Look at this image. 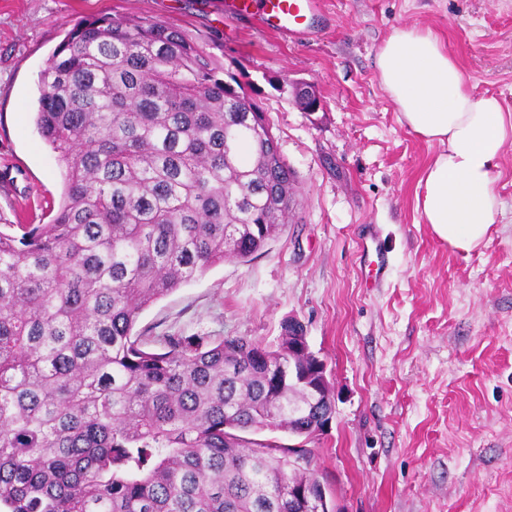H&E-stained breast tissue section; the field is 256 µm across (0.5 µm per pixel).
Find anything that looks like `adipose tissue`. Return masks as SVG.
<instances>
[{
	"mask_svg": "<svg viewBox=\"0 0 512 512\" xmlns=\"http://www.w3.org/2000/svg\"><path fill=\"white\" fill-rule=\"evenodd\" d=\"M377 72L401 123L441 147L420 180L425 222L453 248H477L499 210L493 170L512 138V114L466 89L456 59L426 27L394 30L378 53Z\"/></svg>",
	"mask_w": 512,
	"mask_h": 512,
	"instance_id": "obj_1",
	"label": "adipose tissue"
}]
</instances>
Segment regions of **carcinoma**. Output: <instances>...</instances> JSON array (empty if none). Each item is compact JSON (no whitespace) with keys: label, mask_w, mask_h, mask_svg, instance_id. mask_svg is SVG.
Wrapping results in <instances>:
<instances>
[{"label":"carcinoma","mask_w":512,"mask_h":512,"mask_svg":"<svg viewBox=\"0 0 512 512\" xmlns=\"http://www.w3.org/2000/svg\"><path fill=\"white\" fill-rule=\"evenodd\" d=\"M49 224L0 226V512H289L321 484L288 332L133 334L142 311L289 223L295 177L245 83L181 28L87 17L40 77ZM299 507L298 512L321 511L320 495L313 489L306 486H291L288 489V502Z\"/></svg>","instance_id":"carcinoma-1"}]
</instances>
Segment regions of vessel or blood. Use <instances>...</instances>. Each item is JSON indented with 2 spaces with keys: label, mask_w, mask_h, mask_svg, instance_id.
<instances>
[{
  "label": "vessel or blood",
  "mask_w": 512,
  "mask_h": 512,
  "mask_svg": "<svg viewBox=\"0 0 512 512\" xmlns=\"http://www.w3.org/2000/svg\"><path fill=\"white\" fill-rule=\"evenodd\" d=\"M318 0H224L229 17H254L267 30L293 37L312 35Z\"/></svg>",
  "instance_id": "vessel-or-blood-1"
}]
</instances>
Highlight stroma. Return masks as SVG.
<instances>
[{
	"label": "stroma",
	"instance_id": "1",
	"mask_svg": "<svg viewBox=\"0 0 512 512\" xmlns=\"http://www.w3.org/2000/svg\"><path fill=\"white\" fill-rule=\"evenodd\" d=\"M321 35L288 40L225 18L221 0H0V224H46L63 174L35 121L39 74L88 16L173 23L215 42L250 83L296 176L286 228L146 308L150 335L275 344L301 321L327 368L328 428L308 441L341 512H512V141L494 173L501 206L462 253L417 206L438 152L398 120L377 78L386 38L430 27L467 89L512 113V0H320ZM322 107L305 112L293 87Z\"/></svg>",
	"mask_w": 512,
	"mask_h": 512
}]
</instances>
